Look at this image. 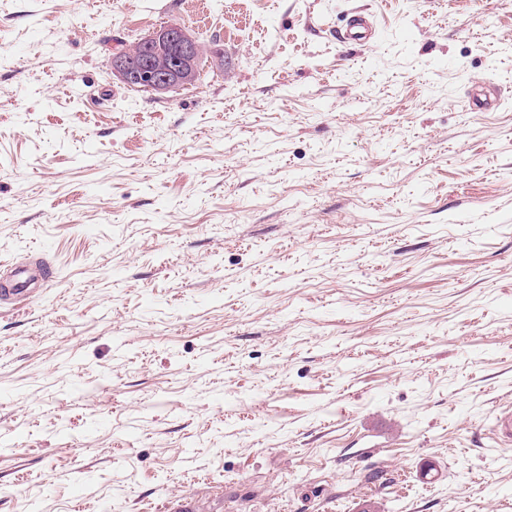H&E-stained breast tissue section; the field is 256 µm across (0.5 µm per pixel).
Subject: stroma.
<instances>
[{
    "label": "stroma",
    "mask_w": 512,
    "mask_h": 512,
    "mask_svg": "<svg viewBox=\"0 0 512 512\" xmlns=\"http://www.w3.org/2000/svg\"><path fill=\"white\" fill-rule=\"evenodd\" d=\"M21 265L0 512H512V0H0ZM206 48L184 28L164 23L112 56V74L127 87L164 93L196 82ZM493 433L500 445L512 444V405H501L493 409Z\"/></svg>",
    "instance_id": "obj_1"
}]
</instances>
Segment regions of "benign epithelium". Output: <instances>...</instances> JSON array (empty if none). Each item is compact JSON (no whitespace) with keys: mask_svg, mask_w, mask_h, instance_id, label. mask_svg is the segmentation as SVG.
Returning a JSON list of instances; mask_svg holds the SVG:
<instances>
[{"mask_svg":"<svg viewBox=\"0 0 512 512\" xmlns=\"http://www.w3.org/2000/svg\"><path fill=\"white\" fill-rule=\"evenodd\" d=\"M206 48L184 28L164 23L112 56V74L126 86L164 93L196 82Z\"/></svg>","mask_w":512,"mask_h":512,"instance_id":"obj_1","label":"benign epithelium"}]
</instances>
